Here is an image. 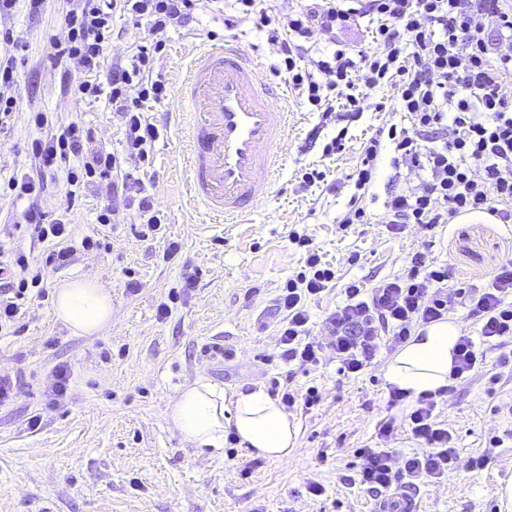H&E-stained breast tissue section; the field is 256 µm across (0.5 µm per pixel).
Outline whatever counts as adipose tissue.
<instances>
[{
  "mask_svg": "<svg viewBox=\"0 0 512 512\" xmlns=\"http://www.w3.org/2000/svg\"><path fill=\"white\" fill-rule=\"evenodd\" d=\"M54 311L75 332L92 336L112 321V293L97 282L73 280L57 288ZM459 336L460 325L452 319L417 328L388 361L386 382L414 397L447 386ZM169 420L194 448L222 450L231 429L256 457L283 460L296 450L293 416L261 387L229 395L213 382L196 380L180 391Z\"/></svg>",
  "mask_w": 512,
  "mask_h": 512,
  "instance_id": "1",
  "label": "adipose tissue"
}]
</instances>
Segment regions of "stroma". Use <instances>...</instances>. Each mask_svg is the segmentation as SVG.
I'll return each mask as SVG.
<instances>
[{
	"label": "stroma",
	"instance_id": "stroma-1",
	"mask_svg": "<svg viewBox=\"0 0 512 512\" xmlns=\"http://www.w3.org/2000/svg\"><path fill=\"white\" fill-rule=\"evenodd\" d=\"M63 7L62 0H46L42 14L32 16L18 0L9 16H0V59L15 56L19 76L14 117L0 134V225L20 222L27 206L5 184L34 165L31 144L41 131L33 113H47L56 125L89 128L85 152H124V131L108 96L89 101L60 88L51 44L66 36ZM227 37L258 55L265 79L276 81L271 66L279 56L267 31L252 17L225 31L216 10L191 29L169 32L154 58L155 75L173 91L185 52ZM15 38L24 52L14 53ZM392 97L386 85L369 90L368 108L345 124L323 119L291 94L297 132L283 173L264 191V206L247 223L213 224L184 196L186 116L172 95L148 113L160 137L144 182L160 230L142 234L135 209L119 198L108 247L76 250L57 266L46 261L51 243L21 240L30 261L43 265L44 283L30 290L19 319L0 330V377L15 385L13 399L0 404V512H376L375 498L341 477L355 470V449L375 446L384 417L401 421L408 411L404 404L387 405L384 368L392 353L381 350L355 378L339 375L330 355L309 372L290 373L279 358L282 315L275 299L301 271L304 251L289 234L307 235L338 276L371 287L422 249L450 264L462 287L482 286L495 264L512 255V227L497 222L453 219L431 230L412 224L389 233L385 201L417 182L414 172L392 166L390 145L382 147L373 183L355 190L350 175L365 142L381 127L408 123L404 113L392 111ZM340 133L344 149L326 153ZM312 168L326 174V183L302 186ZM356 192L368 221L341 227ZM41 205L52 217L68 215L85 235L97 223L101 201L92 185L61 178L49 182ZM172 242L179 245L173 255ZM190 275L195 281L189 286ZM79 279L112 288V322L96 336L77 335L54 315L56 288ZM226 351L231 360L223 359ZM497 356V349H488V367L454 381L441 399L439 419L454 435L457 466L439 482L409 488L416 512H506L497 489L512 484V415L501 410L512 402V381H492ZM59 365L69 366L72 379L67 393L55 398L47 387ZM201 378L229 394L276 382L301 391L314 386L321 400L296 414L297 447L289 459L255 458L238 445L229 453L201 451L186 446L168 419L180 389ZM34 416L39 423L33 427ZM481 454L485 466L471 470L470 458ZM246 465L251 473L245 477ZM312 478L324 486L323 496L307 493Z\"/></svg>",
	"mask_w": 512,
	"mask_h": 512
}]
</instances>
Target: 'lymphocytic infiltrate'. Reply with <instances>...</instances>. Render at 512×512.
<instances>
[{
  "mask_svg": "<svg viewBox=\"0 0 512 512\" xmlns=\"http://www.w3.org/2000/svg\"><path fill=\"white\" fill-rule=\"evenodd\" d=\"M214 0H69L62 19L65 39L52 45L66 90L79 96L108 95L112 110L124 128L125 152L105 150L84 155L91 133L72 122L54 127L47 115L35 113L42 135L32 145L36 174L10 177L7 186L17 198L27 200L22 234L31 240H56L62 247L50 262L66 261V241L72 231L61 220L49 219L39 204L47 184L45 171L65 172L68 184L87 182L97 187L104 202L100 226L114 223L117 213L110 201L117 196L136 197L141 224L160 227L152 197L142 176L124 167L125 158L148 161L160 136L145 117L148 103L167 99L168 90L153 75V58L164 48L169 29L184 28L209 10ZM256 0H234L224 14V27L233 30L243 18L258 14L268 39L278 44L281 61L275 74L283 76L306 102L324 116L355 121L364 110L365 89L388 83L394 89L393 108L407 113L409 123L390 125L386 136H372L363 148L356 170L357 190L369 185L375 173L382 140L392 145L393 165H405L419 178L415 188L391 195L385 203V224L391 234L407 225L432 229L468 213H488L500 223H512V96L505 82L512 77V12L502 0H308L291 14L271 18L256 12ZM124 17L145 25L149 36L133 48L125 63L103 72L107 45L119 38L112 20ZM491 22L475 24V17ZM373 22L371 44L353 50L335 49L326 58L303 67L305 40L315 32L331 34ZM83 78L71 79V65ZM136 96H129V89ZM452 137H445V130ZM293 244L304 247V267L290 278L277 296L283 314L280 322V359L302 370L318 366L325 350H332L337 372L352 377L367 370L381 348L396 349L423 326L463 307L478 327L477 335L462 334L453 350L451 379L477 372L486 362V347L499 349L495 368L512 377V257L499 261L481 288L449 289L453 273L448 265L431 261L425 252L411 253L401 272L369 287L352 279L337 284L335 270L322 263L308 237L290 234ZM42 274L30 266L25 254L0 242V324L14 322L30 287ZM344 299L326 319L329 336H310L307 303L331 288ZM434 392L409 398L390 388L388 407L408 402L403 422L389 418L378 427L379 447L356 449L358 468L342 480L380 495L398 487L415 486L447 477L457 460L453 435L436 418ZM407 426L421 450L401 456L391 440L398 426Z\"/></svg>",
  "mask_w": 512,
  "mask_h": 512,
  "instance_id": "obj_1",
  "label": "lymphocytic infiltrate"
}]
</instances>
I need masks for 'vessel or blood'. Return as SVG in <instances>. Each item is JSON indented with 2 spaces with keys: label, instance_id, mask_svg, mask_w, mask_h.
<instances>
[{
  "label": "vessel or blood",
  "instance_id": "b4317fda",
  "mask_svg": "<svg viewBox=\"0 0 512 512\" xmlns=\"http://www.w3.org/2000/svg\"><path fill=\"white\" fill-rule=\"evenodd\" d=\"M259 58L232 42L188 54L177 98L189 104L184 194L207 219L241 224L276 182L292 135L288 88L262 76Z\"/></svg>",
  "mask_w": 512,
  "mask_h": 512
}]
</instances>
